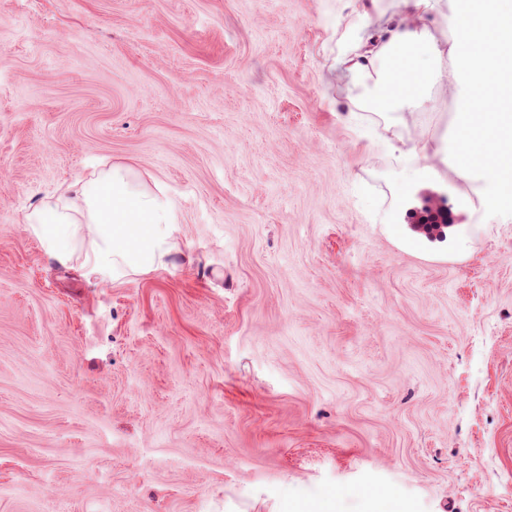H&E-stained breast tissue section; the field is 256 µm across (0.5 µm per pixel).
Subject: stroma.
Here are the masks:
<instances>
[{"mask_svg": "<svg viewBox=\"0 0 512 512\" xmlns=\"http://www.w3.org/2000/svg\"><path fill=\"white\" fill-rule=\"evenodd\" d=\"M351 7L0 0V512H512V215L446 162L463 86L331 77ZM106 164L179 215L125 282L20 222Z\"/></svg>", "mask_w": 512, "mask_h": 512, "instance_id": "1", "label": "stroma"}]
</instances>
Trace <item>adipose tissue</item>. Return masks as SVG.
Returning a JSON list of instances; mask_svg holds the SVG:
<instances>
[{"label": "adipose tissue", "mask_w": 512, "mask_h": 512, "mask_svg": "<svg viewBox=\"0 0 512 512\" xmlns=\"http://www.w3.org/2000/svg\"><path fill=\"white\" fill-rule=\"evenodd\" d=\"M405 2L407 18L375 34L368 12L356 13L339 40L337 77L367 82L370 108L394 112L421 106L449 57L467 89L458 102L454 172L483 178L485 208L512 211V53L502 51L512 40V0H453L456 22L444 42L424 23L432 0ZM23 222L56 262L78 255L87 275L121 281L152 270L175 248L178 215L162 190L112 165L45 196Z\"/></svg>", "instance_id": "ef3b65f1"}]
</instances>
